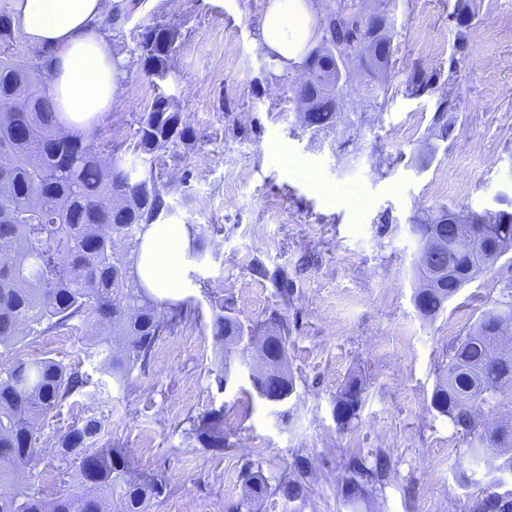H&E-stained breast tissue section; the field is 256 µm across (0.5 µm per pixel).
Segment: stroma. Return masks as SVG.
Segmentation results:
<instances>
[{"label":"stroma","instance_id":"35a3bbf8","mask_svg":"<svg viewBox=\"0 0 512 512\" xmlns=\"http://www.w3.org/2000/svg\"><path fill=\"white\" fill-rule=\"evenodd\" d=\"M456 3L398 0L383 82L349 86L335 127L322 131L296 117V65L257 45L268 0H141L130 18L106 21L125 77L90 131L129 145L138 114L157 95L174 97L195 136L160 153L156 171L171 185L168 219L203 226L205 237L186 272L183 322L146 367L116 380L89 356L82 328L27 338L24 353L92 379L45 420L46 450L74 419H101L97 445L125 450L162 481L149 512H472L490 478L429 403L454 347L512 279V252L426 319L413 301L412 226L442 205L512 207V0H470L463 33ZM156 23L182 38L163 81L133 52ZM417 72L436 75L438 87L411 95ZM259 263L268 277L253 274ZM281 270L294 284L286 302L272 279ZM217 297L232 299L244 324L286 322L295 382L287 404L257 397L233 354L218 385ZM354 374L365 381L363 402L344 428L336 396ZM218 408L224 446L202 447L190 422ZM378 453L390 467L352 506L341 492L350 461ZM298 456L311 461L302 497L274 492L245 508L246 466L275 485L295 479Z\"/></svg>","mask_w":512,"mask_h":512}]
</instances>
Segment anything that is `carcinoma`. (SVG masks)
<instances>
[{
    "label": "carcinoma",
    "instance_id": "cac0c4a2",
    "mask_svg": "<svg viewBox=\"0 0 512 512\" xmlns=\"http://www.w3.org/2000/svg\"><path fill=\"white\" fill-rule=\"evenodd\" d=\"M366 23L370 44L354 52L355 0L335 4L334 13L319 23L317 46L303 61L307 84L296 88L294 103L303 127L317 131L336 125L344 89L361 68L375 77L392 64L379 47L393 48L392 31L397 0H375ZM18 39L11 12L0 10V149L11 159L0 162V352L10 358L0 364V512H112L118 498L120 512H149L162 494V484L145 479L129 456L108 445L91 442L102 429L95 417L79 419L60 436L56 458L65 464L78 487L68 493L54 489L30 491L23 480L33 477L45 459L40 422L55 417L67 399L88 384V376L52 358L25 359L13 354L27 336H41L73 327L77 320L97 330L91 355L102 369L124 378L144 365L157 340L174 322L161 321L134 275L133 262L143 225L168 211V184L158 183L153 171L157 154L191 137L172 98L158 95L137 119L132 142L123 147L97 142L79 132H65L50 104L47 66L43 55L20 67L11 52ZM182 44L175 27L148 25L134 49L147 73L165 78ZM348 58L344 71L336 67L333 51ZM31 102L29 112H9L17 93ZM136 155L129 160L127 153ZM419 252L439 240V267L416 262L419 286L414 304L425 318H434L465 285L491 269L512 250V211L486 210L463 214L447 206L432 218L413 225ZM512 325V282L501 297L482 312L449 356L448 368L436 383L430 406L448 417L460 431L470 458L486 464L487 474L512 471V424L488 427L485 409L512 404V354L499 342ZM211 327L220 345L247 346L267 339L277 351L241 354L250 365V379L258 397L272 378L280 394L294 391L288 368V333L282 325L245 327L235 305L215 302ZM123 349L112 351V337ZM364 392L360 378L346 380L336 397L334 414L342 426L357 415ZM224 409L193 421L190 434L205 448L224 447ZM387 462L378 456L372 467L354 462L342 492L352 504L365 499L364 484L381 473ZM492 491L476 506L477 512H512V495ZM246 506L263 500L271 484L261 469L244 476Z\"/></svg>",
    "mask_w": 512,
    "mask_h": 512
}]
</instances>
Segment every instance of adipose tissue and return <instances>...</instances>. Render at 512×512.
<instances>
[{"mask_svg": "<svg viewBox=\"0 0 512 512\" xmlns=\"http://www.w3.org/2000/svg\"><path fill=\"white\" fill-rule=\"evenodd\" d=\"M135 0H12V20L40 49L51 76V106L64 130L90 128L111 111L124 73L103 22L132 12ZM316 0H269L259 46L288 64L319 38L312 26ZM193 248L190 225H145L134 258L138 282L158 302L179 301Z\"/></svg>", "mask_w": 512, "mask_h": 512, "instance_id": "obj_1", "label": "adipose tissue"}]
</instances>
